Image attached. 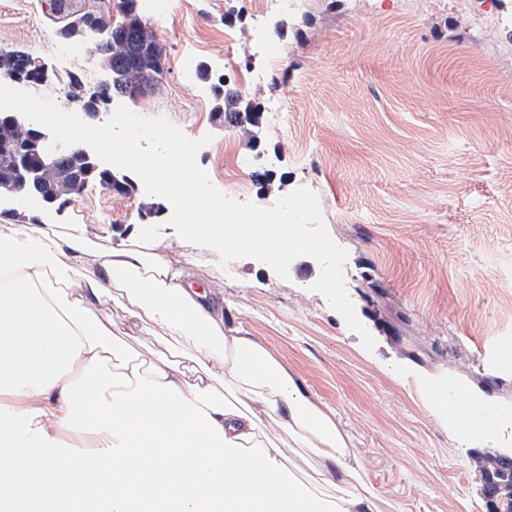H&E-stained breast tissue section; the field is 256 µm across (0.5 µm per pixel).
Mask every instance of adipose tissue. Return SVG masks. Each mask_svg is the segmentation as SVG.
Instances as JSON below:
<instances>
[{
	"label": "adipose tissue",
	"instance_id": "obj_1",
	"mask_svg": "<svg viewBox=\"0 0 512 512\" xmlns=\"http://www.w3.org/2000/svg\"><path fill=\"white\" fill-rule=\"evenodd\" d=\"M193 282L76 226L0 229V512H383L335 413Z\"/></svg>",
	"mask_w": 512,
	"mask_h": 512
}]
</instances>
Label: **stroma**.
I'll return each instance as SVG.
<instances>
[{"instance_id": "35a3bbf8", "label": "stroma", "mask_w": 512, "mask_h": 512, "mask_svg": "<svg viewBox=\"0 0 512 512\" xmlns=\"http://www.w3.org/2000/svg\"><path fill=\"white\" fill-rule=\"evenodd\" d=\"M280 19L288 53L274 83L245 93L278 122L245 132L224 125L208 82L185 80L193 56L237 85L265 56L245 37L254 0H169L144 19L163 44L157 86L128 101L165 117L191 139L211 135L197 161L223 193L226 146L265 154L268 178L252 182L265 206L305 187L331 238L347 252V294L376 340L366 350L321 293L320 266L302 256L280 279L254 259L220 266L214 251L175 244L172 209L144 189L120 195L91 183L62 211L22 202L0 207V225H82L93 241L168 243L172 264L191 262L198 289L224 291V322L253 336L332 409L356 448L364 481L404 512H487L478 444L435 415L426 384L465 388L512 408V374L488 371L480 352L512 335V0H300ZM51 0H0V56L38 60L57 75L44 95L67 104L65 72L82 42H63ZM234 29L236 41L224 39ZM72 63H65L66 54Z\"/></svg>"}]
</instances>
